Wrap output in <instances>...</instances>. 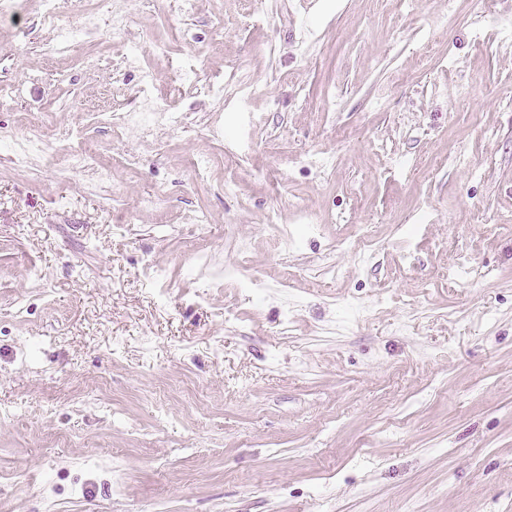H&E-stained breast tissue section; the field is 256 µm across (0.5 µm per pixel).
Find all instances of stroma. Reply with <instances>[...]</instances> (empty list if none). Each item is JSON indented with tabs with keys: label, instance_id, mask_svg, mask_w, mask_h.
Returning a JSON list of instances; mask_svg holds the SVG:
<instances>
[{
	"label": "stroma",
	"instance_id": "obj_1",
	"mask_svg": "<svg viewBox=\"0 0 512 512\" xmlns=\"http://www.w3.org/2000/svg\"><path fill=\"white\" fill-rule=\"evenodd\" d=\"M61 9L0 15V512H512V0ZM58 4L57 0L41 1L44 23L53 26L56 30L54 42L48 47V53L51 56L67 53L77 34V29L59 23L61 15Z\"/></svg>",
	"mask_w": 512,
	"mask_h": 512
}]
</instances>
